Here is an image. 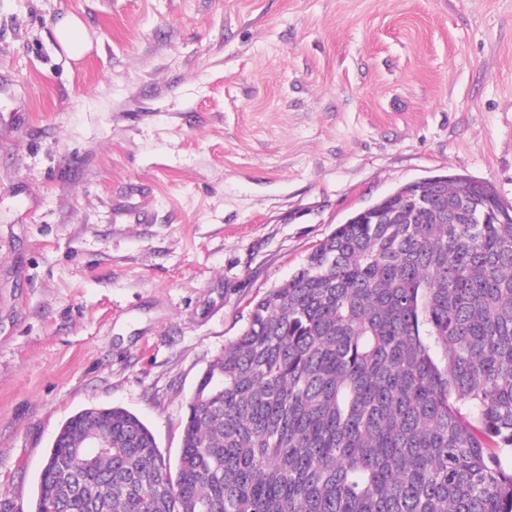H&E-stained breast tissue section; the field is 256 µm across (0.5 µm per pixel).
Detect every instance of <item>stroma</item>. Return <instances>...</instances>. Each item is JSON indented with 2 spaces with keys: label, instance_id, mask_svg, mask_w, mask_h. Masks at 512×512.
<instances>
[{
  "label": "stroma",
  "instance_id": "stroma-1",
  "mask_svg": "<svg viewBox=\"0 0 512 512\" xmlns=\"http://www.w3.org/2000/svg\"><path fill=\"white\" fill-rule=\"evenodd\" d=\"M451 171L512 205V0H0V492L92 407L177 461L253 300ZM55 33L72 58L78 59L86 52L87 41L83 34V26L75 16L59 19L55 25Z\"/></svg>",
  "mask_w": 512,
  "mask_h": 512
}]
</instances>
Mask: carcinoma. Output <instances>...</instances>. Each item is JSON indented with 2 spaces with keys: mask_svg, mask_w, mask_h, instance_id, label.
I'll return each mask as SVG.
<instances>
[{
  "mask_svg": "<svg viewBox=\"0 0 512 512\" xmlns=\"http://www.w3.org/2000/svg\"><path fill=\"white\" fill-rule=\"evenodd\" d=\"M371 213L255 302L176 465L134 413L84 409L34 512H512V211L450 173Z\"/></svg>",
  "mask_w": 512,
  "mask_h": 512,
  "instance_id": "obj_1",
  "label": "carcinoma"
}]
</instances>
